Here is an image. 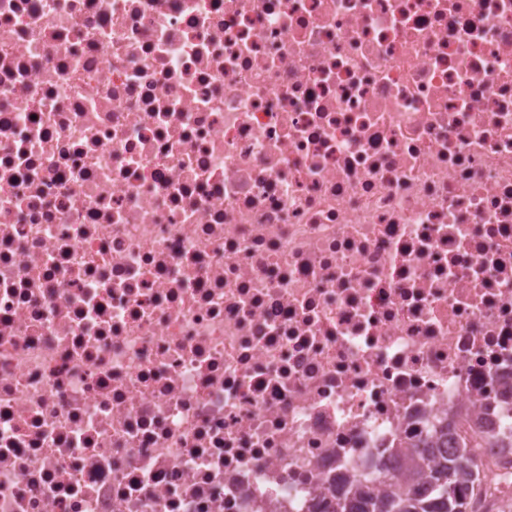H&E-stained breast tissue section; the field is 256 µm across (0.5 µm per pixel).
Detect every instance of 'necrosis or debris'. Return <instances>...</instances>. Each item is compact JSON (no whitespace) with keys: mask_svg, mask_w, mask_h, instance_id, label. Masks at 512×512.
Masks as SVG:
<instances>
[{"mask_svg":"<svg viewBox=\"0 0 512 512\" xmlns=\"http://www.w3.org/2000/svg\"><path fill=\"white\" fill-rule=\"evenodd\" d=\"M509 432L512 0H0V512L506 501ZM448 453L424 448L410 454L405 477L413 491L400 496L375 492L362 483L339 477L336 498L322 512H511L512 500H487L488 480L467 451Z\"/></svg>","mask_w":512,"mask_h":512,"instance_id":"necrosis-or-debris-1","label":"necrosis or debris"}]
</instances>
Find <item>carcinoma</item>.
Listing matches in <instances>:
<instances>
[{
	"mask_svg": "<svg viewBox=\"0 0 512 512\" xmlns=\"http://www.w3.org/2000/svg\"><path fill=\"white\" fill-rule=\"evenodd\" d=\"M405 477L412 493L383 494L339 477L336 498L323 512H512V500L487 499L488 480L463 448L449 455L424 448L407 458Z\"/></svg>",
	"mask_w": 512,
	"mask_h": 512,
	"instance_id": "1",
	"label": "carcinoma"
}]
</instances>
